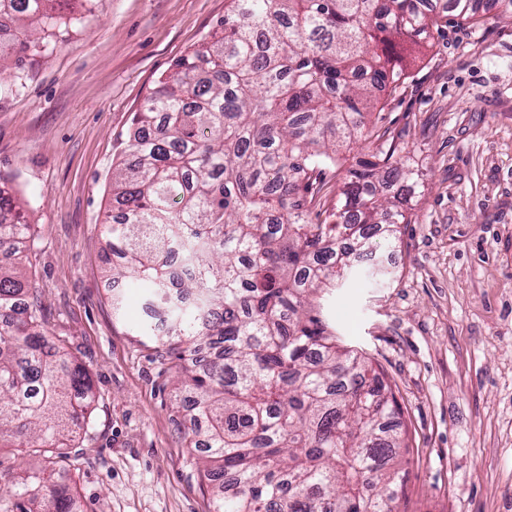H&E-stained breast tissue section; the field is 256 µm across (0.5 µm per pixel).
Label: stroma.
Masks as SVG:
<instances>
[{"mask_svg":"<svg viewBox=\"0 0 512 512\" xmlns=\"http://www.w3.org/2000/svg\"><path fill=\"white\" fill-rule=\"evenodd\" d=\"M228 7L92 0L65 10L41 52L0 57V184L35 232L44 330L97 394L60 464L86 512L213 509L187 446L197 423L141 331L146 290L109 288L102 231L135 112ZM369 122L411 152V221L381 254L382 286L324 291L322 316L401 407L397 512H512V23L443 18Z\"/></svg>","mask_w":512,"mask_h":512,"instance_id":"stroma-1","label":"stroma"}]
</instances>
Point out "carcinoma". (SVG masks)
Returning <instances> with one entry per match:
<instances>
[{"mask_svg":"<svg viewBox=\"0 0 512 512\" xmlns=\"http://www.w3.org/2000/svg\"><path fill=\"white\" fill-rule=\"evenodd\" d=\"M65 0H0L24 31L64 18ZM221 30L181 55L134 121L112 172L105 250L112 278L146 285L163 312L148 325L175 390L205 428L194 466L213 512H395L403 486L399 406L365 354L339 345L315 297L411 223L419 178L393 136L366 115L398 87L406 57L439 26L430 0H228ZM469 20L472 0H448ZM357 145L340 224H315L308 202L325 171ZM0 187V448L41 466L10 476L0 512H84L55 469L56 450L87 426L89 372L43 331L22 258L31 227ZM188 274L169 288L170 262ZM216 350L201 367L198 342Z\"/></svg>","mask_w":512,"mask_h":512,"instance_id":"cac0c4a2","label":"carcinoma"}]
</instances>
